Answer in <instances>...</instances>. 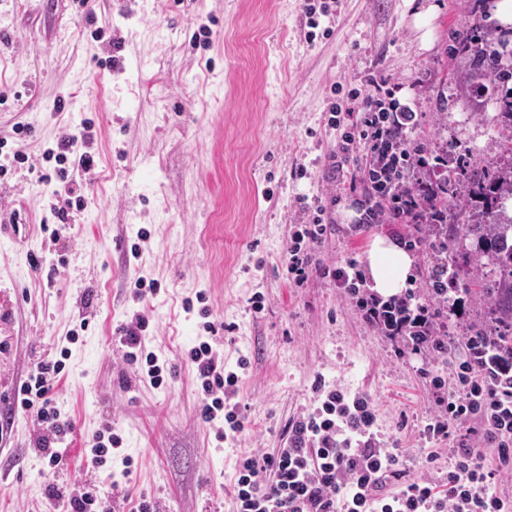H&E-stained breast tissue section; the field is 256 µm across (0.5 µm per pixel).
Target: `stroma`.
Returning a JSON list of instances; mask_svg holds the SVG:
<instances>
[{"mask_svg":"<svg viewBox=\"0 0 512 512\" xmlns=\"http://www.w3.org/2000/svg\"><path fill=\"white\" fill-rule=\"evenodd\" d=\"M437 2L425 50L409 0H0V512H67L77 484L111 505L125 496L123 512L142 498L159 512H231L236 462L284 446L320 377L372 397L375 430L410 476L447 474L449 443L424 428L479 307L439 315L451 354L401 355L332 279L294 284L283 262L315 198L334 227L325 264L363 262L376 235L408 231L360 226L364 183L328 177L341 138L325 118L349 90L386 82L416 112L420 141L455 140L462 157L486 148L481 114L497 92L458 80L469 0ZM310 3L329 7L318 22L330 36L311 37ZM85 129L93 170L57 177L47 150ZM80 196L85 209L58 223L54 207ZM141 278L157 288L142 300ZM138 317L164 367L158 386L124 358L121 330ZM203 340L239 377L244 429L223 441L189 358ZM59 358L51 396L70 429L50 473L14 398L39 361ZM100 433L122 444L95 464Z\"/></svg>","mask_w":512,"mask_h":512,"instance_id":"obj_1","label":"stroma"}]
</instances>
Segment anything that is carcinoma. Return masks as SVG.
Returning a JSON list of instances; mask_svg holds the SVG:
<instances>
[{
  "label": "carcinoma",
  "instance_id": "cac0c4a2",
  "mask_svg": "<svg viewBox=\"0 0 512 512\" xmlns=\"http://www.w3.org/2000/svg\"><path fill=\"white\" fill-rule=\"evenodd\" d=\"M459 51L472 56L471 68L461 76L470 88L491 82L500 95L496 111L509 114L512 130V69L496 67L493 44L481 35L459 36ZM499 155L491 162L493 175L485 171L461 173L454 182L430 177L408 180L409 192L426 204L421 223L437 236L434 261L470 242L466 265H493L490 272H477L463 280L466 293L483 301V319L469 329L465 346L477 359L512 362V214L496 212V201L512 197V137L496 141Z\"/></svg>",
  "mask_w": 512,
  "mask_h": 512
}]
</instances>
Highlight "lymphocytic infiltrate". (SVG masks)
<instances>
[{"label":"lymphocytic infiltrate","mask_w":512,"mask_h":512,"mask_svg":"<svg viewBox=\"0 0 512 512\" xmlns=\"http://www.w3.org/2000/svg\"><path fill=\"white\" fill-rule=\"evenodd\" d=\"M342 113L348 115V124L340 123ZM327 124L343 130L341 151L328 159L335 178L345 174L350 147L363 146L372 191L391 195L392 220L411 227L416 224L415 197L394 193L396 183L413 166L409 136L418 127L416 113L385 103L380 90L357 91L346 105H332ZM324 212V206H317L312 221L291 237L283 256L291 280L302 284L314 267H321L368 326L411 341L412 353H421L413 339L431 335L436 313L410 288L396 299L402 317L384 320V301L360 291L364 278L356 261L320 266L318 250L333 231L323 220ZM192 361L207 396L203 417L209 422L223 418L231 431H240L243 423L234 401L237 374L225 372L223 357L206 341L195 347ZM62 369L59 360L39 362L17 391L21 407L36 415L38 446L52 469L61 461L54 444L68 430L50 397ZM458 384L442 401L443 415L428 427L431 437L454 445L455 462L444 479L406 480L397 454L374 431L371 397L359 393L350 398L320 382L313 388L323 398L320 407L292 423L284 447L240 461L233 478V512H512L511 499L489 490L495 476L512 473V368L468 360L460 367ZM491 448L497 455L492 468L487 465Z\"/></svg>","instance_id":"1"}]
</instances>
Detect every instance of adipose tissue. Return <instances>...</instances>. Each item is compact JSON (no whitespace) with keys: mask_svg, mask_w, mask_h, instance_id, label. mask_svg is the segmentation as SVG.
I'll return each instance as SVG.
<instances>
[{"mask_svg":"<svg viewBox=\"0 0 512 512\" xmlns=\"http://www.w3.org/2000/svg\"><path fill=\"white\" fill-rule=\"evenodd\" d=\"M365 261L371 290L390 297L405 288L415 258L395 239L379 235L372 241Z\"/></svg>","mask_w":512,"mask_h":512,"instance_id":"1","label":"adipose tissue"}]
</instances>
